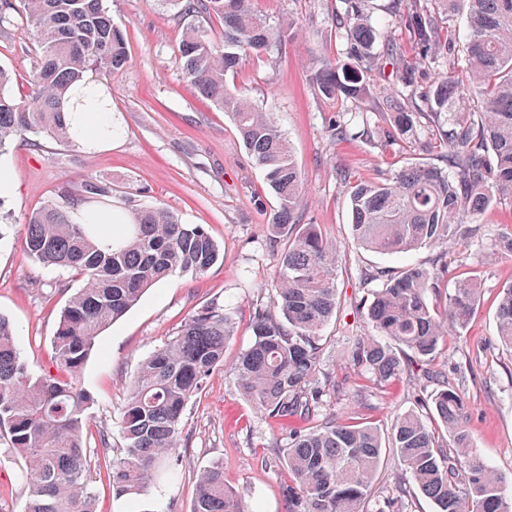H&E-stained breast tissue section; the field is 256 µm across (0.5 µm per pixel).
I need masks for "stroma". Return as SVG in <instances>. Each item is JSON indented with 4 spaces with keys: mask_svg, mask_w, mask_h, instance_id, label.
Returning <instances> with one entry per match:
<instances>
[{
    "mask_svg": "<svg viewBox=\"0 0 512 512\" xmlns=\"http://www.w3.org/2000/svg\"><path fill=\"white\" fill-rule=\"evenodd\" d=\"M103 5L123 31L129 57L121 71L96 77L109 93L112 121L121 133L91 148L31 133L0 155V171L11 183L0 205L10 222L0 240V314L13 322L20 352L33 371L51 369L50 341L60 310L80 282L68 271L43 269L25 256L26 224L48 205L73 212L91 207L88 182L110 187L113 204L126 210L160 205L183 223L202 225L219 244L223 261L204 275H179L154 286L99 336L83 369L81 385L94 399L87 441L92 459L105 466L119 453L131 380L189 316L218 303L235 318L237 332L224 348L223 365L210 373L185 411L176 452L179 479L129 497L117 495L103 474L94 488L95 507L97 512H190L196 473L220 463L225 483L249 512H284L288 473L281 457L288 436L253 408L233 370L251 341L252 309L268 301L275 283L267 228L275 198L232 117L198 96L185 78L180 44L196 17L175 0H103ZM251 7L270 23L289 24L288 42L283 52L243 57L228 86L273 112L305 179L295 221L318 225L340 252L337 308L321 332L323 371L339 381L354 375L349 353L355 337L370 332L362 307L371 287L364 284L363 271L428 266L439 254L435 247L395 256L357 248L339 175L388 179L423 151L413 137L392 135L382 118L383 77L372 75L373 94L361 106L318 89L315 71L341 53L332 26L341 0H251ZM37 60L31 30L0 29V67L11 74L8 89L14 96L28 94ZM356 110L367 115V136L338 139L336 121ZM476 227L474 237L448 251L449 281L471 278L481 288L467 328L449 337L433 361L411 365L385 388L365 384L362 398L332 395L328 410L367 423L386 438L397 417L417 408L432 390L429 375L440 376L465 399L474 452L512 478V350L497 338L498 296L512 285V254L495 246L499 236L512 233V205L487 208ZM23 466L13 452L0 448V512H24Z\"/></svg>",
    "mask_w": 512,
    "mask_h": 512,
    "instance_id": "35a3bbf8",
    "label": "stroma"
}]
</instances>
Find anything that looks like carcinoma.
Wrapping results in <instances>:
<instances>
[{
	"mask_svg": "<svg viewBox=\"0 0 512 512\" xmlns=\"http://www.w3.org/2000/svg\"><path fill=\"white\" fill-rule=\"evenodd\" d=\"M467 4L469 42L458 68L452 36L458 2ZM249 0H182V10L224 23L216 42L200 26L187 28L181 55L194 91L231 115L244 145L262 168L277 199L269 224L277 251L276 281L266 304L254 307L251 345L235 373L243 395L288 430L283 466L288 471L285 512H368L367 500L382 454L376 428L324 413L329 392L318 383L321 331L336 311L337 247L316 224L292 227L305 183L288 140L273 114L231 90L226 74L243 57L282 47L279 30L254 14ZM367 0H343L336 36L344 60L326 62L315 75L319 90L354 103L371 96L369 72L392 65L388 121L401 135L423 139L441 164L415 163L384 182L343 174L353 243L382 255L440 246L432 267L381 269L367 320L372 334L358 341L353 365L381 387L403 371L402 355L432 357L448 337L464 330L480 291L471 280L455 283L442 300H431L448 274V251L473 233L488 206L512 202V0H399L394 18L374 20ZM24 17L37 36L39 61L28 96L7 90L0 68V153L29 133L44 132L66 143L84 137L77 113L86 110L76 91L89 73H114L128 63L122 32L102 0H22ZM416 53L429 77L402 63L401 42ZM24 251L47 269L68 270L82 287L60 311L51 349L56 374L33 372L22 358L14 325L0 315V439L24 463L29 492L26 512H95L94 484L100 469L87 457L92 396L80 374L100 334L135 306L156 283L176 274L201 276L220 259L219 245L199 224H183L167 209L146 206L130 224L81 220L47 206L32 214ZM498 337L512 349V286L501 291ZM234 319L217 304L204 306L177 334L140 364L123 408L122 451L109 478L116 493L139 495L150 482L179 476L174 454L191 399L211 371L224 362ZM397 417L392 448L404 471L376 512H400L416 489L435 512H512L507 481L471 450L461 394L446 386ZM191 512H246L224 483L216 463L195 478Z\"/></svg>",
	"mask_w": 512,
	"mask_h": 512,
	"instance_id": "1",
	"label": "carcinoma"
}]
</instances>
